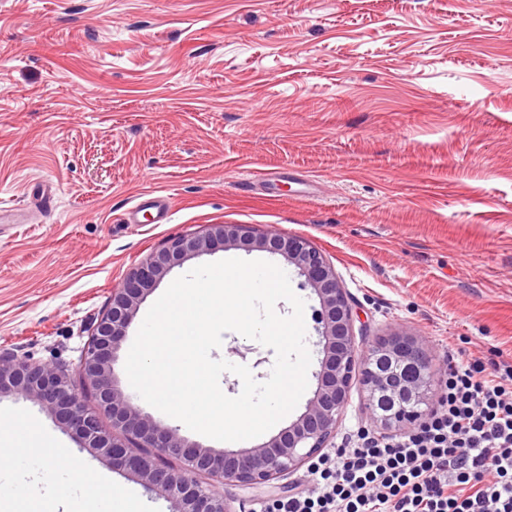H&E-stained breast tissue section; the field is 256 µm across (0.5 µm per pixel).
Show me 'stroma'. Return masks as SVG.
<instances>
[{
    "label": "stroma",
    "mask_w": 512,
    "mask_h": 512,
    "mask_svg": "<svg viewBox=\"0 0 512 512\" xmlns=\"http://www.w3.org/2000/svg\"><path fill=\"white\" fill-rule=\"evenodd\" d=\"M273 171V187L253 182ZM42 181L56 205L0 223V353L76 370L125 273L210 224L299 235L324 253L359 346L395 331L436 363L512 358V0H0V201ZM146 193L168 223H123ZM239 258L283 267L305 302L311 371L318 300L278 255L219 249L161 281ZM212 359L266 381L275 352L223 333ZM36 419L57 457L0 449V512H104L71 471L168 512L79 448L33 401L0 398V423ZM353 383L333 446L371 425ZM228 482L262 512L309 486Z\"/></svg>",
    "instance_id": "obj_1"
}]
</instances>
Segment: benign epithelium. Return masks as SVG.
I'll return each mask as SVG.
<instances>
[{"label":"benign epithelium","mask_w":512,"mask_h":512,"mask_svg":"<svg viewBox=\"0 0 512 512\" xmlns=\"http://www.w3.org/2000/svg\"><path fill=\"white\" fill-rule=\"evenodd\" d=\"M259 248L282 256L304 277L319 300L314 321L323 357L317 386L305 411L270 440L245 450L206 448L180 429L155 422L125 394L117 372L122 344L141 304L174 267L217 248ZM353 311L326 256L298 235L256 234L238 224H211L174 237L129 270L112 290L97 319L76 374L56 365L0 355V397L25 396L74 432L80 447L101 456L170 503L169 512H235L217 485L273 488L329 447L348 402L355 375L368 394L376 426L402 431L423 416L434 373L433 359L416 336L394 332L358 355ZM86 387L96 396L89 409L78 398ZM108 416L112 430L103 428Z\"/></svg>","instance_id":"1"}]
</instances>
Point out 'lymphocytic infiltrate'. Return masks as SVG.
<instances>
[{
  "mask_svg": "<svg viewBox=\"0 0 512 512\" xmlns=\"http://www.w3.org/2000/svg\"><path fill=\"white\" fill-rule=\"evenodd\" d=\"M311 473L310 489L266 512H512V363L449 360L418 428L358 431Z\"/></svg>",
  "mask_w": 512,
  "mask_h": 512,
  "instance_id": "lymphocytic-infiltrate-1",
  "label": "lymphocytic infiltrate"
}]
</instances>
